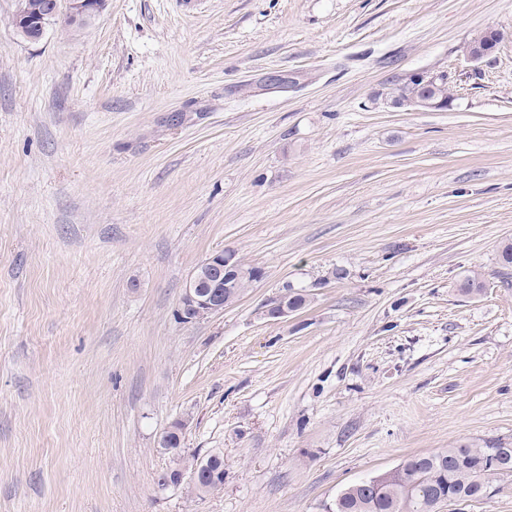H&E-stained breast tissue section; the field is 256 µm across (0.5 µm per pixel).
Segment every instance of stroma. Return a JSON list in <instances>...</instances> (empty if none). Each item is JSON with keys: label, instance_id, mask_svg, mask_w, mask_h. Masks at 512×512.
Instances as JSON below:
<instances>
[{"label": "stroma", "instance_id": "obj_1", "mask_svg": "<svg viewBox=\"0 0 512 512\" xmlns=\"http://www.w3.org/2000/svg\"><path fill=\"white\" fill-rule=\"evenodd\" d=\"M16 8L0 512H326L408 456L512 443V0H108L35 41ZM420 71L450 109L376 100ZM224 250L262 279L178 320ZM285 283L309 305L259 316ZM181 418L186 450L223 454L220 492L158 487ZM496 33L499 37V43H500L503 39V34L498 31H496ZM497 35L495 34V32L493 30L487 31L486 38H485L484 42L479 43V44L466 45L463 48V55L471 63L477 64V63L481 62L484 58L488 57L496 50L497 45H498Z\"/></svg>", "mask_w": 512, "mask_h": 512}]
</instances>
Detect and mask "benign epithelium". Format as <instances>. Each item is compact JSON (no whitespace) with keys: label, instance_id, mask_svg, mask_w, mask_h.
Masks as SVG:
<instances>
[{"label":"benign epithelium","instance_id":"7a95c632","mask_svg":"<svg viewBox=\"0 0 512 512\" xmlns=\"http://www.w3.org/2000/svg\"><path fill=\"white\" fill-rule=\"evenodd\" d=\"M105 0H42L14 16L17 29L29 40L41 38L45 27L56 20L61 9H66V20L71 26H82L91 21L101 11ZM498 37L494 31L486 32L484 42L469 44L463 48V55L471 63H479L491 55L497 48ZM378 97L400 107L415 110H446L452 106L446 98L421 97L403 99L392 92H380ZM238 276L231 266L224 265L221 254L215 253L208 257L203 265L195 269L183 289L180 307L182 316L187 321H196L224 310L221 303L220 288L229 284ZM294 314L279 291L266 300L262 306V315L266 318L284 320ZM197 482V473L184 472L176 469L163 473L158 483L163 488L179 487L183 483Z\"/></svg>","mask_w":512,"mask_h":512}]
</instances>
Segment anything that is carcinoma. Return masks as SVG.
Masks as SVG:
<instances>
[{
    "label": "carcinoma",
    "mask_w": 512,
    "mask_h": 512,
    "mask_svg": "<svg viewBox=\"0 0 512 512\" xmlns=\"http://www.w3.org/2000/svg\"><path fill=\"white\" fill-rule=\"evenodd\" d=\"M240 268L235 284L224 289L228 306L237 301L256 279L255 267L231 254ZM172 462L199 470L194 491L199 496L224 487V457L219 452L205 456L187 454L182 440L169 451ZM512 475V447L503 442L464 444L432 454H416L384 475L374 485L362 479L342 490L330 506L331 512H438L448 500L468 502L486 496L494 478Z\"/></svg>",
    "instance_id": "1"
}]
</instances>
